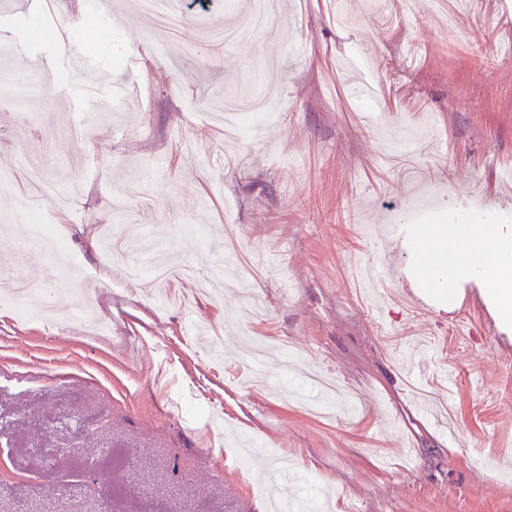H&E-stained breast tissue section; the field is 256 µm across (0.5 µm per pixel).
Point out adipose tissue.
Segmentation results:
<instances>
[{
  "label": "adipose tissue",
  "instance_id": "adipose-tissue-1",
  "mask_svg": "<svg viewBox=\"0 0 512 512\" xmlns=\"http://www.w3.org/2000/svg\"><path fill=\"white\" fill-rule=\"evenodd\" d=\"M426 282L438 290L465 277H479L502 323L512 324V234L496 224L434 225L419 236Z\"/></svg>",
  "mask_w": 512,
  "mask_h": 512
}]
</instances>
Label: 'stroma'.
<instances>
[{
	"label": "stroma",
	"mask_w": 512,
	"mask_h": 512,
	"mask_svg": "<svg viewBox=\"0 0 512 512\" xmlns=\"http://www.w3.org/2000/svg\"><path fill=\"white\" fill-rule=\"evenodd\" d=\"M23 2L0 0L28 47L0 58V456L24 484L0 512H265L270 450L308 512L327 486L333 512H512V327L476 281L428 288L415 240L474 197L512 232V0H280L226 43L214 21L260 0H169L167 27Z\"/></svg>",
	"instance_id": "35a3bbf8"
}]
</instances>
